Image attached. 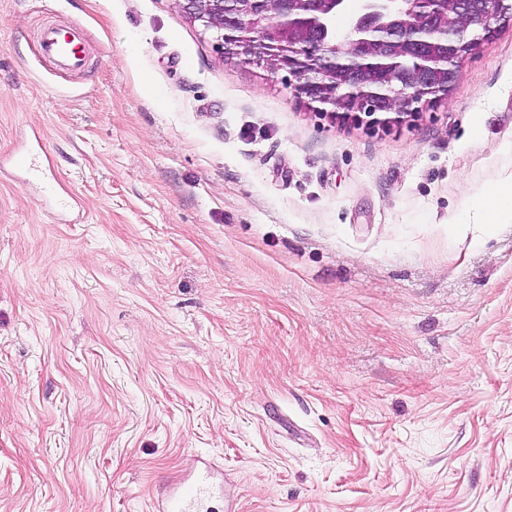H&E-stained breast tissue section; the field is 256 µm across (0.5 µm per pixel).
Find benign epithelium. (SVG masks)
Returning <instances> with one entry per match:
<instances>
[{
  "label": "benign epithelium",
  "instance_id": "obj_1",
  "mask_svg": "<svg viewBox=\"0 0 512 512\" xmlns=\"http://www.w3.org/2000/svg\"><path fill=\"white\" fill-rule=\"evenodd\" d=\"M227 58L294 80L321 116L400 124L448 97L461 62L512 23V0H363L346 31L345 0H179Z\"/></svg>",
  "mask_w": 512,
  "mask_h": 512
}]
</instances>
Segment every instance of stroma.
<instances>
[{"mask_svg": "<svg viewBox=\"0 0 512 512\" xmlns=\"http://www.w3.org/2000/svg\"><path fill=\"white\" fill-rule=\"evenodd\" d=\"M508 178L512 26L372 130L176 0H0V512H153L199 456L211 512H512ZM70 36L55 26H47L41 33V50L61 68L75 69L84 63V49L77 38ZM488 214L499 210L512 209V179L498 183L483 199Z\"/></svg>", "mask_w": 512, "mask_h": 512, "instance_id": "1", "label": "stroma"}]
</instances>
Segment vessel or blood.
Here are the masks:
<instances>
[{
  "mask_svg": "<svg viewBox=\"0 0 512 512\" xmlns=\"http://www.w3.org/2000/svg\"><path fill=\"white\" fill-rule=\"evenodd\" d=\"M41 50L66 69H75L84 63V49L79 40L54 26L43 29ZM221 476V471L209 459H198L188 475L172 481L158 493L154 512H201L205 501L220 489Z\"/></svg>",
  "mask_w": 512,
  "mask_h": 512,
  "instance_id": "b4317fda",
  "label": "vessel or blood"
}]
</instances>
